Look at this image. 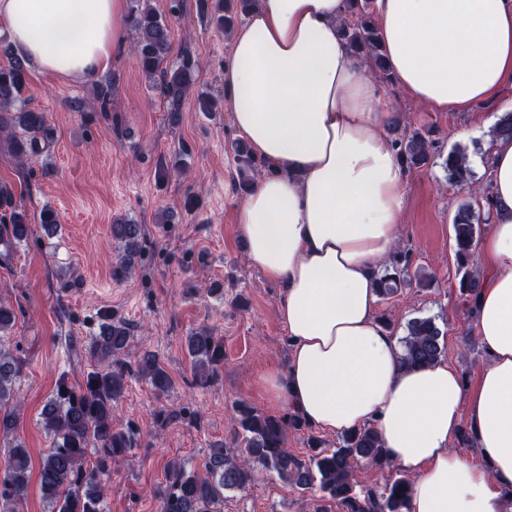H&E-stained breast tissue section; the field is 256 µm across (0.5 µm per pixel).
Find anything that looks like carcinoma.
Listing matches in <instances>:
<instances>
[{"label":"carcinoma","mask_w":512,"mask_h":512,"mask_svg":"<svg viewBox=\"0 0 512 512\" xmlns=\"http://www.w3.org/2000/svg\"><path fill=\"white\" fill-rule=\"evenodd\" d=\"M135 2L131 31L137 65L148 78H159L157 87L169 111L178 112L195 83L198 61L186 55L178 66H165L172 46L170 21L151 5V0ZM255 4L256 0H235L233 5H221L210 14L209 21L216 29L228 33ZM341 31L354 58L369 60L377 80L393 82L380 44L372 0H349L348 17L341 24ZM27 78L26 63L19 58L0 66V134L11 136L13 152L22 162L38 156L52 141L46 112L21 101ZM391 128L394 134L391 145L404 169L412 171L430 164L435 145L428 138V130L410 129L399 112L393 117ZM490 135L493 141L512 139V111L497 118ZM232 150L239 173L238 189L246 194L254 185V176L264 168L270 169V165L254 156L243 139L235 141ZM468 159V148L457 145L448 152L443 168L451 185L472 193V197L459 202L452 218L456 287L471 311L482 286L481 274L473 268L474 246L482 214L493 207V202L489 187L476 185ZM0 211L3 212L0 243L10 246L27 241L31 220L27 213L13 207L12 193L6 187L0 188ZM111 233L114 243L120 244L112 276L124 279L134 271V257L141 253L143 228L132 220L116 221L111 225ZM410 266V251H397L390 263L381 266L375 275L378 296L389 299L412 281L420 288L430 287L433 276L420 273L413 278ZM15 322V309L1 301L0 337ZM133 336L127 322L109 315L104 317L98 335L89 346L96 367L75 384L66 378L59 379L42 409L43 426L53 439L52 448L40 465V490L50 512H104L112 463L136 445V433L131 428L113 425L127 379L136 376L146 380L157 396L166 395L172 388V378L156 354L143 352L133 366L124 361ZM402 343L400 365L420 369L441 360L444 333L434 319L414 318L406 325ZM187 351L195 385L207 387L219 380L224 345L212 331L202 328L191 333L187 337ZM18 375V357L0 347V430L3 432L14 428ZM233 411L236 440L241 449L236 452L222 443L213 445L202 473L172 467L161 512H220L218 506L224 504V492L243 491L251 486L258 466L300 489L317 488L322 497L336 501L342 512H407L412 482L403 476L389 478L382 486L364 492L355 489L353 476L361 463L394 469L374 424L367 423L341 434L334 448L311 433L306 456L300 459L287 447L288 431L310 430L312 426L298 412L291 411L281 417L267 415L245 402L235 403ZM239 452L246 455V462L238 461ZM30 466L27 448L21 442L16 443L0 469V512H16L15 505L29 484Z\"/></svg>","instance_id":"cac0c4a2"}]
</instances>
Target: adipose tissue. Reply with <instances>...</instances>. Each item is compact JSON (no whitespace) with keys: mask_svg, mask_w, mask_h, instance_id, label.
<instances>
[{"mask_svg":"<svg viewBox=\"0 0 512 512\" xmlns=\"http://www.w3.org/2000/svg\"><path fill=\"white\" fill-rule=\"evenodd\" d=\"M127 0H0L22 59L72 81L125 45ZM347 0H257L224 61V105L273 167L244 198L249 261L282 287L290 356L274 404L343 433L374 423L413 476L409 512H512V140H495L491 231L472 327L488 362L465 393L445 362L407 370L375 316L373 274L394 252L406 173L391 108L339 33ZM395 83L437 110L495 102L512 86V0H374ZM472 428L480 463L450 443Z\"/></svg>","mask_w":512,"mask_h":512,"instance_id":"1","label":"adipose tissue"}]
</instances>
